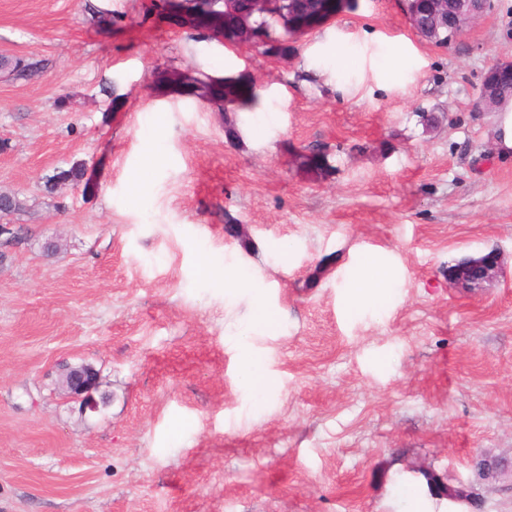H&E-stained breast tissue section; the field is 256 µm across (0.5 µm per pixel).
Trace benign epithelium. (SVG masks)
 Returning <instances> with one entry per match:
<instances>
[{
  "instance_id": "1",
  "label": "benign epithelium",
  "mask_w": 512,
  "mask_h": 512,
  "mask_svg": "<svg viewBox=\"0 0 512 512\" xmlns=\"http://www.w3.org/2000/svg\"><path fill=\"white\" fill-rule=\"evenodd\" d=\"M223 11L216 14L210 10L202 12V16L211 24H218V19H234L232 28L240 32V38L235 41L237 46H245L256 54L272 61L283 63L284 56L272 49L266 39L254 32L253 18L270 13L275 8V0H222ZM434 29L448 31V41L457 39L465 27L475 19L478 12L473 10L471 0H426ZM297 19L294 27L299 32L323 25L322 12L314 11L306 6L293 14ZM512 82V61L500 62L492 66L485 74L479 95V103L485 112L495 111L501 103L496 86L502 81ZM13 212L0 207V267L21 246L18 237V225L12 222ZM501 261L498 254L492 252L478 257H468L457 262L448 270V283L456 288L476 289L493 281L500 269ZM62 387L67 395L80 402V409L95 412L99 401L95 394L99 390V376L90 365H83L71 371L62 381ZM502 462L493 457H485L477 463L478 476L482 480H493L502 475Z\"/></svg>"
}]
</instances>
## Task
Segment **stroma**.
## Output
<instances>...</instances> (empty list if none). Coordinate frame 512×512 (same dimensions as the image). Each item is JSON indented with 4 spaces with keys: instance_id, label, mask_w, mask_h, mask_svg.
Wrapping results in <instances>:
<instances>
[{
    "instance_id": "35a3bbf8",
    "label": "stroma",
    "mask_w": 512,
    "mask_h": 512,
    "mask_svg": "<svg viewBox=\"0 0 512 512\" xmlns=\"http://www.w3.org/2000/svg\"><path fill=\"white\" fill-rule=\"evenodd\" d=\"M168 4L0 0V57L33 70L0 69V192L29 235L0 268V512H512V478L475 475L512 465V156L477 107L512 0L445 46L402 0H351L284 64ZM241 74L259 101L232 140L203 88ZM323 148L326 171L301 166ZM367 251L397 296L352 312ZM492 251L494 286L449 285ZM205 261L258 274L283 323L238 342L251 296ZM248 351L280 386L261 404ZM81 363L95 412L61 388Z\"/></svg>"
}]
</instances>
